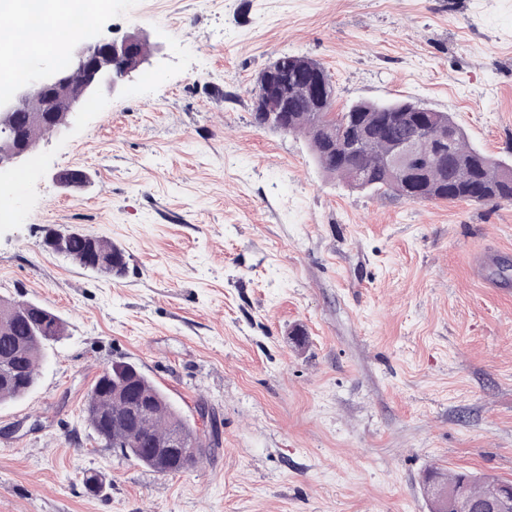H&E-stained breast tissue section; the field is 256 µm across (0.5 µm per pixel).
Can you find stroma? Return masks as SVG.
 Instances as JSON below:
<instances>
[{"label": "stroma", "instance_id": "stroma-1", "mask_svg": "<svg viewBox=\"0 0 512 512\" xmlns=\"http://www.w3.org/2000/svg\"><path fill=\"white\" fill-rule=\"evenodd\" d=\"M133 30L142 70L44 136L23 183L0 173V298L68 325L0 403V512H431L430 467L512 479V275L471 264L512 258V204L351 189L258 128L252 93L306 56L336 109L416 101L512 164V0H109L25 75ZM52 228L110 239L126 275L44 249ZM119 360L199 430L197 466L163 476L93 434Z\"/></svg>", "mask_w": 512, "mask_h": 512}]
</instances>
